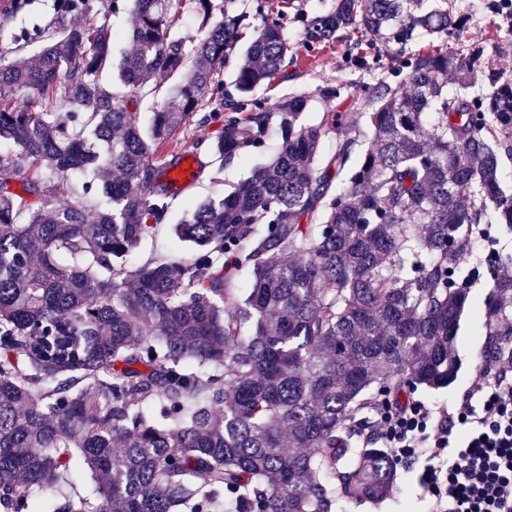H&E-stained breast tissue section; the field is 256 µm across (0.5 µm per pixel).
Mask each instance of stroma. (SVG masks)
I'll return each mask as SVG.
<instances>
[{
    "instance_id": "1",
    "label": "stroma",
    "mask_w": 512,
    "mask_h": 512,
    "mask_svg": "<svg viewBox=\"0 0 512 512\" xmlns=\"http://www.w3.org/2000/svg\"><path fill=\"white\" fill-rule=\"evenodd\" d=\"M333 0H290L288 7V42L292 48V63L268 85L260 86L255 94L265 101L269 111H277L282 99L302 94L308 97V107L303 114L305 124L319 122L326 110L324 102L317 96L319 87L346 81L347 87L340 99V109H347L356 97L364 79L349 70L348 38L339 36L330 45L309 49L305 44V28L314 17L327 10ZM424 9L444 5L453 13L464 17L465 30L462 42L478 41L491 56L507 54L512 57V40L502 38L504 30L512 28V14L499 7L498 0H422ZM203 123H195L181 129L169 143V150L193 151L196 156H206L210 143L219 134L225 112L219 102L205 98L200 110ZM281 140L277 133H269L262 147L253 149L235 158L224 166H212L190 185L184 195L175 198L166 219L158 224L154 232L145 238L129 257L137 264L147 258H168L180 254L181 248L174 240L171 228L180 221L187 198L203 199L217 193H227L251 174L255 165L265 164L279 151ZM483 338L478 324L471 314L464 315L458 329L454 357L458 364V377L448 387L438 390L420 389L414 396L418 399L448 402L462 395L476 374L483 371L480 360ZM426 501L417 499L408 484L405 472H398L395 491L385 502L372 505L351 498L343 500L340 512H428Z\"/></svg>"
}]
</instances>
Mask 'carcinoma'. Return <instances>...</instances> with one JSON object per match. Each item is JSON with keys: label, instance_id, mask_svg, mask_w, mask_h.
Instances as JSON below:
<instances>
[{"label": "carcinoma", "instance_id": "obj_1", "mask_svg": "<svg viewBox=\"0 0 512 512\" xmlns=\"http://www.w3.org/2000/svg\"><path fill=\"white\" fill-rule=\"evenodd\" d=\"M74 8L104 3L61 4L51 26L34 19L12 35L33 56H0V141L22 161L0 156L13 173L0 179V506L337 512L343 497L384 500L396 470L385 450L351 441L348 421L373 391L397 402L456 377L481 275L466 263L473 232L491 210L512 233L498 180L512 152V61L488 68L482 44L458 46L462 18L421 0H334L307 24V44L376 37L390 76L315 125L301 122L307 97H288L276 157L234 191L187 202L173 225L187 252L128 265L177 196L149 158L203 95L228 116L198 173L263 145L272 115L250 93L290 52L286 12L261 5L234 95L218 75L244 15L224 12L197 42L173 34L181 0H134L119 92L101 82L112 29L70 23ZM158 73L173 82L143 129L130 104ZM329 134L336 146L319 164ZM484 266L492 367L512 357V256ZM76 460L91 498L58 491Z\"/></svg>", "mask_w": 512, "mask_h": 512}]
</instances>
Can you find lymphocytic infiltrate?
I'll return each instance as SVG.
<instances>
[{"label": "lymphocytic infiltrate", "instance_id": "obj_1", "mask_svg": "<svg viewBox=\"0 0 512 512\" xmlns=\"http://www.w3.org/2000/svg\"><path fill=\"white\" fill-rule=\"evenodd\" d=\"M355 434L415 464L431 512H512V359L476 375L462 400L372 401Z\"/></svg>", "mask_w": 512, "mask_h": 512}]
</instances>
